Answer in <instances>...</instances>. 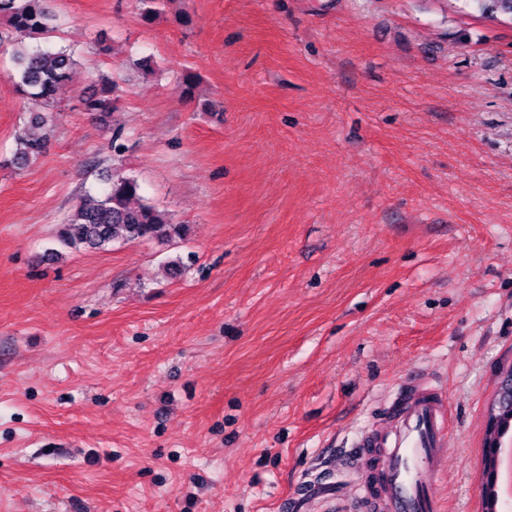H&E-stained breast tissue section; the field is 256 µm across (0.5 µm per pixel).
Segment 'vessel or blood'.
<instances>
[{
  "label": "vessel or blood",
  "mask_w": 512,
  "mask_h": 512,
  "mask_svg": "<svg viewBox=\"0 0 512 512\" xmlns=\"http://www.w3.org/2000/svg\"><path fill=\"white\" fill-rule=\"evenodd\" d=\"M448 400L438 388L407 379L386 419L358 441L364 512H441L436 485L448 448Z\"/></svg>",
  "instance_id": "obj_1"
}]
</instances>
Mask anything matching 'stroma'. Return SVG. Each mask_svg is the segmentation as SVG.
<instances>
[{
  "label": "stroma",
  "instance_id": "35a3bbf8",
  "mask_svg": "<svg viewBox=\"0 0 512 512\" xmlns=\"http://www.w3.org/2000/svg\"><path fill=\"white\" fill-rule=\"evenodd\" d=\"M82 51L48 153L0 168V512H350L410 374L481 512L512 365V21L457 0H54ZM0 48V157L28 104ZM107 124L80 98L100 73ZM193 74V100L181 81ZM121 147L185 239L54 260ZM118 83L112 77L102 76L97 82V89L83 99V110L92 119L104 121L115 110V93Z\"/></svg>",
  "mask_w": 512,
  "mask_h": 512
}]
</instances>
